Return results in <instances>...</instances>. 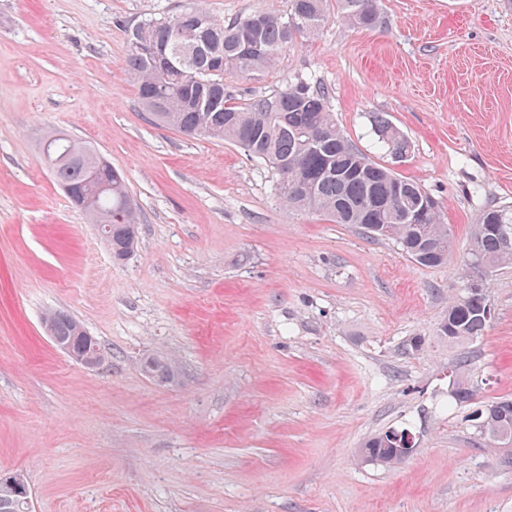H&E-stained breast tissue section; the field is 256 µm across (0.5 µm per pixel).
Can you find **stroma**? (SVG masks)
<instances>
[{
    "mask_svg": "<svg viewBox=\"0 0 512 512\" xmlns=\"http://www.w3.org/2000/svg\"><path fill=\"white\" fill-rule=\"evenodd\" d=\"M191 1L220 21L287 8L0 0V473L25 476L32 512H512V465L468 420L512 396V267L490 280L483 336L436 334L473 224L512 206V0H378L371 29L332 6L267 69L224 76L240 100L316 82L356 147L438 202L455 250L432 268L289 209L242 148L145 120L128 32ZM381 118L406 155L378 145ZM57 131L123 173L125 261L54 181L41 143ZM51 311L105 345L99 366L54 346ZM151 354L173 381L142 371ZM461 356L478 383L462 405ZM394 427L417 442L401 465L358 458ZM467 366V360L457 362L455 365V380L453 378L450 380V386L454 382L450 396L456 403L460 404L471 401L477 392L476 386L468 376Z\"/></svg>",
    "mask_w": 512,
    "mask_h": 512,
    "instance_id": "obj_1",
    "label": "stroma"
}]
</instances>
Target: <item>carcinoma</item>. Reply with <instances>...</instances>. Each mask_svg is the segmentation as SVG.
Instances as JSON below:
<instances>
[{"label": "carcinoma", "instance_id": "carcinoma-1", "mask_svg": "<svg viewBox=\"0 0 512 512\" xmlns=\"http://www.w3.org/2000/svg\"><path fill=\"white\" fill-rule=\"evenodd\" d=\"M286 14L275 10L251 12L221 23L198 6L182 10L172 19L150 18L129 32L125 60L148 121L189 137L231 142L268 163L278 176L282 202L294 209L317 213L336 224H357L372 239L393 240L414 262L436 267L448 262L453 236L444 224L437 202L423 215V223L406 224L403 216L422 206L428 196L418 184L372 160L354 146L336 125L324 95L301 76L270 95L239 102L224 92V72L250 75L270 66L297 34L315 35L325 23L326 0H289ZM341 17L358 28L379 23L376 0H336ZM266 22L247 34L244 27L258 15ZM378 140L392 152L405 154L408 141L389 121L377 124ZM53 178L59 186L86 191L91 171L101 156L68 137L45 145ZM95 191L100 224L110 226L107 246L112 258L126 259L137 245L134 205L119 170L103 167ZM463 261L491 277L512 265V208L483 211L470 236ZM484 302L468 292L448 300L437 335L459 344L483 335L489 320ZM50 335L81 340L82 324L64 312L45 317ZM142 370L169 382L175 370L160 356H148ZM477 388L467 372V361L457 362L450 391L457 403L471 401ZM479 435L497 442L512 439V398L498 397L471 413ZM408 429L390 428L367 439L358 457L395 467L404 461L401 443ZM22 487L0 484V512H28Z\"/></svg>", "mask_w": 512, "mask_h": 512}]
</instances>
